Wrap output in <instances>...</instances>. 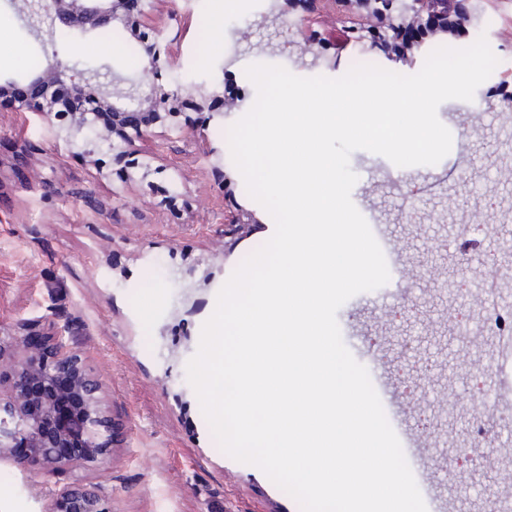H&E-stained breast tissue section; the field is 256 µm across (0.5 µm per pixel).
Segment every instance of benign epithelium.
<instances>
[{"label": "benign epithelium", "instance_id": "obj_1", "mask_svg": "<svg viewBox=\"0 0 512 512\" xmlns=\"http://www.w3.org/2000/svg\"><path fill=\"white\" fill-rule=\"evenodd\" d=\"M124 0H51L42 6L48 33L58 32L81 36L96 34L124 20ZM336 17L354 11L367 33H376L383 40L393 41L422 22L448 19V11L459 9L473 20L481 15L480 0H329ZM169 63L168 39L165 31H157L147 59L146 71L153 73ZM97 72L78 71L56 58L45 69L28 76L30 93L18 99V108L49 117L55 112L51 99L40 93L42 87L55 83L90 90L101 107L112 113L126 131L114 141L110 130L98 127L95 119L85 113L65 130L54 132L57 139L70 145L109 144L123 149L143 134L137 113L144 108L157 112L164 109L171 96L181 91H198L194 82L166 90L155 84L133 96L114 97L111 83L99 81ZM70 332L65 325L56 331L43 332L37 321L24 325L23 332L0 336V368L8 366L12 373V391L8 399L0 398V461L20 467L33 460L41 462L50 474L58 466L93 463L104 455L112 443V419L100 404V385L84 373L83 359L75 343L64 340ZM41 384L58 396L76 401L78 411L70 429L53 433L46 429V420L54 410L53 399L32 395V387ZM78 435L81 447L69 445ZM54 512H108L103 488L84 477L57 490L53 497Z\"/></svg>", "mask_w": 512, "mask_h": 512}]
</instances>
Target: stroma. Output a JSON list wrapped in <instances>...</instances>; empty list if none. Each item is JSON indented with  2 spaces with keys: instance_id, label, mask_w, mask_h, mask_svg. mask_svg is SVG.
I'll list each match as a JSON object with an SVG mask.
<instances>
[{
  "instance_id": "35a3bbf8",
  "label": "stroma",
  "mask_w": 512,
  "mask_h": 512,
  "mask_svg": "<svg viewBox=\"0 0 512 512\" xmlns=\"http://www.w3.org/2000/svg\"><path fill=\"white\" fill-rule=\"evenodd\" d=\"M21 0H0V83L25 85L60 53L81 71L109 74L113 92L136 90L147 60L129 25L67 43L37 36ZM141 31L165 30L176 68L161 67L155 83L172 90L178 76L197 83L228 74L252 107L256 89L246 77L252 64L285 67L295 75L338 78L366 52L372 64L412 75L419 64L391 60L378 48L350 42L359 21L335 23L325 0H299L291 14L305 17L308 37L332 48L298 54L296 30L263 22L261 0H152ZM486 35L499 63L472 101L448 100L437 111L452 134V154L465 166L440 179L441 165H417L393 178V164L354 151L357 174L351 198L371 228L380 230L398 258H387L389 282L357 294L337 313L342 339L371 380L387 375L383 408L397 436L419 432L436 493L446 512H487L492 502L512 505V444L497 430L503 421L493 403L512 384L497 342L484 335L487 309L512 306V278L495 297L474 301L467 334L448 317L461 276H478L492 264L512 261V112L488 91L512 75V0H490L480 25L462 36L439 31L424 42L463 48ZM223 97L174 94L150 132L119 152L100 146L76 155L56 140L65 117L43 122L0 103V336L17 333L22 320L68 323L75 329L86 372L101 386L107 415L126 421L108 453L82 470L45 474L40 465L0 463V504L6 512H48L54 490L81 474L104 488L110 512H269L262 476L251 465H223L213 434L191 420L198 403L187 379L191 345L214 312L219 287L267 239L268 212L248 194L229 159L227 131L240 119ZM224 153L223 170L207 150ZM423 220L407 223L408 187ZM250 214L247 233L231 234L235 217ZM479 213L476 247L461 249L463 224ZM217 283L203 284L206 272ZM490 403L474 409L475 395ZM482 423L486 437L471 430ZM485 466L474 469V460Z\"/></svg>"
}]
</instances>
